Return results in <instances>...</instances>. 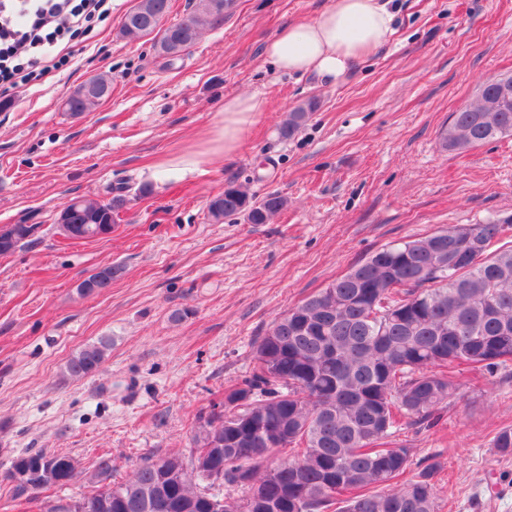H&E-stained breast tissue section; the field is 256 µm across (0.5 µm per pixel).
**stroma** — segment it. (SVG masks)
<instances>
[{
  "mask_svg": "<svg viewBox=\"0 0 512 512\" xmlns=\"http://www.w3.org/2000/svg\"><path fill=\"white\" fill-rule=\"evenodd\" d=\"M134 0L70 41L66 62L0 109V228L35 232L0 256V512H45L90 492L99 457L127 478L147 456L188 452L212 403L249 376L273 320L383 246L435 230L512 218V137L458 153L439 134L490 77L512 73V0H392L389 42L335 85L278 73L263 55L286 25L331 0H233L176 60L152 37L119 33ZM112 94L74 115L60 103L89 77ZM266 110L242 147L202 173L157 183L156 164L209 146L226 98ZM315 109L289 138L281 127ZM277 192L266 224L217 222L227 184ZM124 205L109 236L67 239L57 217L76 197ZM111 288L77 286L104 265ZM185 311L180 321L170 315ZM110 337L98 373L68 360ZM440 423L405 426L409 474L437 461L438 512H512V455L493 448L512 426V365L463 370ZM65 452L81 471L65 489L18 495L5 473L27 452Z\"/></svg>",
  "mask_w": 512,
  "mask_h": 512,
  "instance_id": "stroma-1",
  "label": "stroma"
}]
</instances>
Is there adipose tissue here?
<instances>
[{"instance_id": "obj_1", "label": "adipose tissue", "mask_w": 512, "mask_h": 512, "mask_svg": "<svg viewBox=\"0 0 512 512\" xmlns=\"http://www.w3.org/2000/svg\"><path fill=\"white\" fill-rule=\"evenodd\" d=\"M394 13L389 0H332L316 18L288 24L264 48V56L279 71L313 73L336 83L358 63L388 42ZM265 110L257 96H232L212 132L210 151H200L155 170L165 182L195 172L211 153L232 154L244 133Z\"/></svg>"}]
</instances>
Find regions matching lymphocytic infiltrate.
Instances as JSON below:
<instances>
[{
    "label": "lymphocytic infiltrate",
    "mask_w": 512,
    "mask_h": 512,
    "mask_svg": "<svg viewBox=\"0 0 512 512\" xmlns=\"http://www.w3.org/2000/svg\"><path fill=\"white\" fill-rule=\"evenodd\" d=\"M112 13V0H0V93L53 68L59 49Z\"/></svg>",
    "instance_id": "obj_1"
}]
</instances>
